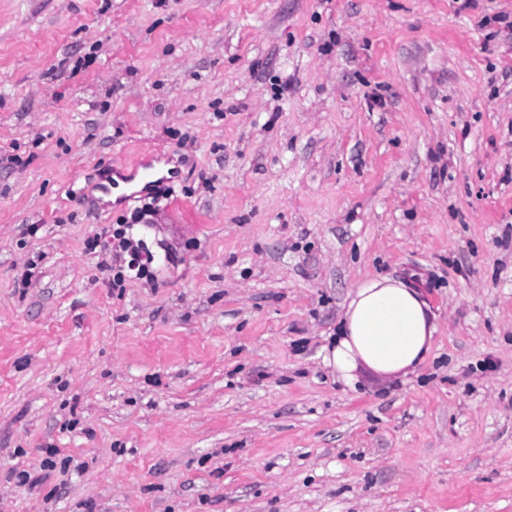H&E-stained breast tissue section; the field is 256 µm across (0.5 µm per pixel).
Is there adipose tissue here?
Wrapping results in <instances>:
<instances>
[{
	"mask_svg": "<svg viewBox=\"0 0 512 512\" xmlns=\"http://www.w3.org/2000/svg\"><path fill=\"white\" fill-rule=\"evenodd\" d=\"M435 330L417 289L389 277H368L350 293L324 362L351 386L363 368L380 377H404L430 353Z\"/></svg>",
	"mask_w": 512,
	"mask_h": 512,
	"instance_id": "ef3b65f1",
	"label": "adipose tissue"
}]
</instances>
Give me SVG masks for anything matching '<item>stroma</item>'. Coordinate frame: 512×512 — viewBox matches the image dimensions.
<instances>
[{"label": "stroma", "mask_w": 512, "mask_h": 512, "mask_svg": "<svg viewBox=\"0 0 512 512\" xmlns=\"http://www.w3.org/2000/svg\"><path fill=\"white\" fill-rule=\"evenodd\" d=\"M0 512H512V0H0ZM435 330L416 288L389 277H366L349 294L324 362L352 387L362 368L379 377H405L430 353Z\"/></svg>", "instance_id": "1"}]
</instances>
